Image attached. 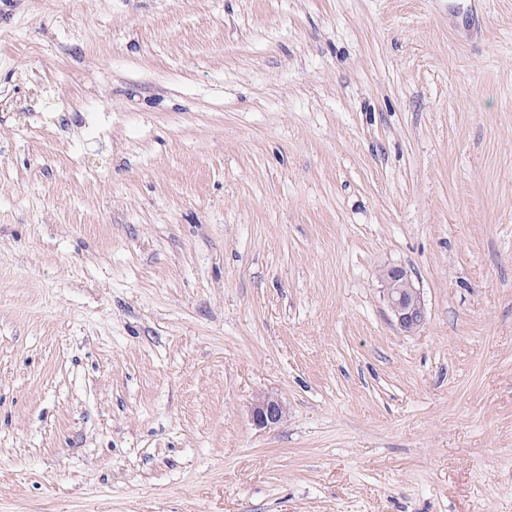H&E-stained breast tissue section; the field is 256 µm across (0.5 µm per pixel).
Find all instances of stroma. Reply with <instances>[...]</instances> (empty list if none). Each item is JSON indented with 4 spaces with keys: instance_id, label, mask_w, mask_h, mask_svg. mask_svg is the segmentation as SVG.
Masks as SVG:
<instances>
[{
    "instance_id": "1",
    "label": "stroma",
    "mask_w": 512,
    "mask_h": 512,
    "mask_svg": "<svg viewBox=\"0 0 512 512\" xmlns=\"http://www.w3.org/2000/svg\"><path fill=\"white\" fill-rule=\"evenodd\" d=\"M0 512H512V0H0ZM386 295L390 310L405 332L417 329L425 318L421 293L406 271L392 268L385 274ZM286 408L282 400L273 394L257 398L252 409V421L258 428L279 424L285 417Z\"/></svg>"
}]
</instances>
